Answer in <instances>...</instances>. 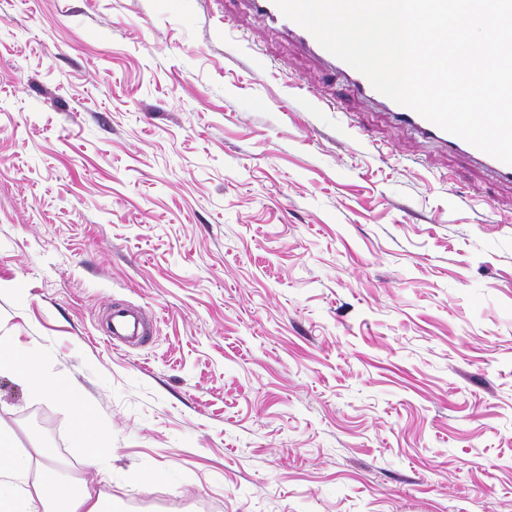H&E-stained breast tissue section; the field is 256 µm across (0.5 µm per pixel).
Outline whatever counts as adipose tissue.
Listing matches in <instances>:
<instances>
[{
  "mask_svg": "<svg viewBox=\"0 0 512 512\" xmlns=\"http://www.w3.org/2000/svg\"><path fill=\"white\" fill-rule=\"evenodd\" d=\"M14 375L31 392L68 402L71 418L85 446L86 464L97 467L105 430L83 404L76 386L63 377L47 376L37 353L19 354L0 340V372ZM102 492L85 480H64L52 466L33 469L29 455L18 452L9 431L0 428V512H33L41 504L44 512H105Z\"/></svg>",
  "mask_w": 512,
  "mask_h": 512,
  "instance_id": "adipose-tissue-1",
  "label": "adipose tissue"
}]
</instances>
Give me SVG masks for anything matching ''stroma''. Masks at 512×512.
Segmentation results:
<instances>
[{
	"label": "stroma",
	"mask_w": 512,
	"mask_h": 512,
	"mask_svg": "<svg viewBox=\"0 0 512 512\" xmlns=\"http://www.w3.org/2000/svg\"><path fill=\"white\" fill-rule=\"evenodd\" d=\"M0 338L109 434L6 373L0 428L112 512H512V188L245 0H0ZM145 319L142 313L128 307L110 309L105 336L114 343L118 338L139 335L144 332ZM14 375L34 394L66 401L71 407V418L80 441L85 445L86 464L97 468L105 430L82 403L76 386L63 377H49L39 366L37 353H14L11 345L0 340V372Z\"/></svg>",
	"instance_id": "stroma-1"
}]
</instances>
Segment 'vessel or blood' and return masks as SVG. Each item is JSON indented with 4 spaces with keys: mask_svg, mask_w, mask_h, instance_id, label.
<instances>
[{
    "mask_svg": "<svg viewBox=\"0 0 512 512\" xmlns=\"http://www.w3.org/2000/svg\"><path fill=\"white\" fill-rule=\"evenodd\" d=\"M247 3L254 17L266 22L279 34L287 36L299 49L312 55L325 69L340 77L354 95L371 101L388 112L398 127L412 131L448 152L475 160L497 182L512 186V165L505 164L464 139L438 128L414 110L399 105L376 91L363 74L327 52L309 31L286 18L274 0H247ZM144 325V316L139 311L128 307H114L108 314L106 337L113 341L135 336L143 333Z\"/></svg>",
    "mask_w": 512,
    "mask_h": 512,
    "instance_id": "obj_1",
    "label": "vessel or blood"
}]
</instances>
